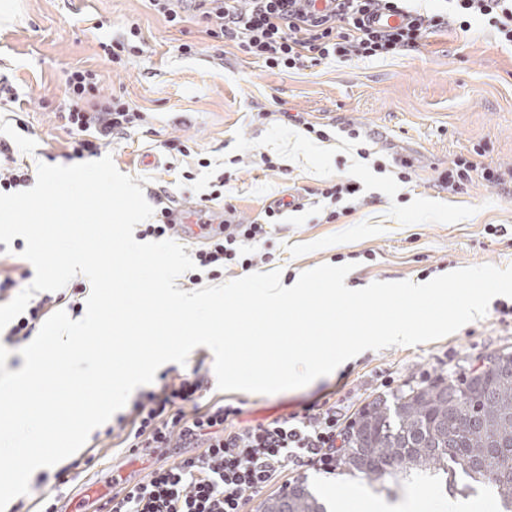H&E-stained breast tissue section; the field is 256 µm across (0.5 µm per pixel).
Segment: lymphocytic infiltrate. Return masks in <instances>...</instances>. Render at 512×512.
Masks as SVG:
<instances>
[{"label":"lymphocytic infiltrate","instance_id":"obj_1","mask_svg":"<svg viewBox=\"0 0 512 512\" xmlns=\"http://www.w3.org/2000/svg\"><path fill=\"white\" fill-rule=\"evenodd\" d=\"M303 0H150L170 26L190 19L205 22L208 36L233 42L240 50L281 73L327 61H372L418 50L433 31L452 27L469 32L473 23L489 26L499 43L512 46V0H448V8L421 11L407 0H336L333 12L304 9ZM381 9L401 12L403 25L381 29L367 25V14ZM103 77L92 69L68 72L63 89V118L68 138L64 155L81 159L98 155L116 136L143 125L147 115L123 96L104 95ZM482 145L457 155L439 172L438 182L456 193L480 178L500 186L512 179V168L480 163ZM331 203L326 222H334L362 205L356 181L337 179L316 189ZM278 218L265 213L262 222L228 220L223 229L204 231L195 252V270L187 279L197 285L223 276L226 269L250 270L260 262L250 243L270 234ZM85 287L36 294L11 325L0 330V342L28 341L58 308L80 315ZM211 386L202 364L163 372L158 384L141 391L127 413L105 430L128 455L140 449L160 452L163 462L146 480L101 497L97 512H245L250 495L266 489L287 469L308 466L332 470L348 446L350 414L337 404H310L301 412L263 422L238 425L241 410L223 397L203 400ZM187 454L172 460V453Z\"/></svg>","mask_w":512,"mask_h":512}]
</instances>
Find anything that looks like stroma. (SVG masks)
I'll list each match as a JSON object with an SVG mask.
<instances>
[{
	"label": "stroma",
	"mask_w": 512,
	"mask_h": 512,
	"mask_svg": "<svg viewBox=\"0 0 512 512\" xmlns=\"http://www.w3.org/2000/svg\"><path fill=\"white\" fill-rule=\"evenodd\" d=\"M9 22H0V77L15 87L17 102L0 101V139L30 166L64 164L67 137L60 114L68 71L90 68L104 77L103 91L125 95L148 121L111 146L116 168L143 178V190L165 186L174 206L193 205L219 174L230 180L215 210L234 205L245 220L262 218L270 200L290 196L302 206L286 210L280 224L252 251L266 253L264 271L280 270L282 285L322 264H352L346 285L375 281H429L467 267L512 265V193L477 180L458 194L436 180L456 154L483 144L486 162L512 166V51L481 26L467 33L440 31L419 50L387 60L330 62L291 73L268 70L233 43L210 38L204 23L169 26L148 0H15ZM104 20L95 28V20ZM138 25L149 49L124 64L109 62L101 42ZM195 54L179 51L182 43ZM309 114L324 123L354 121L374 135L373 148L413 164L410 183L377 173L346 139L318 141L281 121L255 120L258 111ZM180 140L189 156L171 160L166 142ZM273 167H265L261 156ZM208 158L209 167L198 164ZM359 182L373 200L332 224L313 192L331 178ZM499 225L504 235L486 233ZM512 350V318L488 309L441 339L410 347L368 351L331 376L275 394L228 392L241 422H262L312 402L350 397L355 413L374 401L421 386L424 377L463 378L503 350ZM391 378V387L381 385ZM161 461L153 449L135 456L107 452L86 471L72 470L61 485L60 508L100 492H117L143 480ZM306 481L318 497L343 484L359 494L353 512H375L380 502L400 512L421 491L433 492L438 512H483L492 492L480 485L451 497L440 477L423 472L377 491L367 480L321 469L287 470L250 497L247 512Z\"/></svg>",
	"instance_id": "35a3bbf8"
}]
</instances>
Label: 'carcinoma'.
Returning a JSON list of instances; mask_svg holds the SVG:
<instances>
[{
  "label": "carcinoma",
  "instance_id": "carcinoma-1",
  "mask_svg": "<svg viewBox=\"0 0 512 512\" xmlns=\"http://www.w3.org/2000/svg\"><path fill=\"white\" fill-rule=\"evenodd\" d=\"M498 353L478 370L487 395L460 391L465 381L448 378L379 400L354 420L349 446L337 467L386 488L390 480L434 471L446 492L464 495L488 484L499 512H512V375L501 374ZM262 512H326L304 481L288 500L263 502Z\"/></svg>",
  "mask_w": 512,
  "mask_h": 512
}]
</instances>
